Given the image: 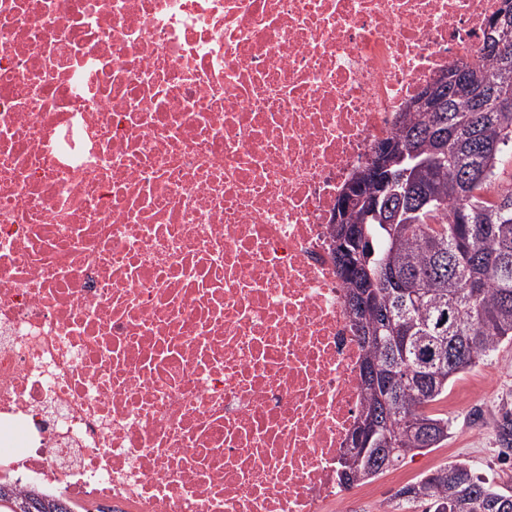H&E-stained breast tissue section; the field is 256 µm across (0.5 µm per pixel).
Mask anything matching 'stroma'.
<instances>
[{
	"mask_svg": "<svg viewBox=\"0 0 512 512\" xmlns=\"http://www.w3.org/2000/svg\"><path fill=\"white\" fill-rule=\"evenodd\" d=\"M452 422L441 447L423 451L398 466L405 481L454 461L478 464L485 480L512 489V449L498 437V427L512 414V342L500 345L491 361L471 369L448 388L437 404Z\"/></svg>",
	"mask_w": 512,
	"mask_h": 512,
	"instance_id": "obj_1",
	"label": "stroma"
}]
</instances>
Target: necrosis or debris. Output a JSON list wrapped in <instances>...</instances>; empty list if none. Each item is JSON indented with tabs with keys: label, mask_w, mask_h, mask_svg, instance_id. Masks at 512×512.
<instances>
[{
	"label": "necrosis or debris",
	"mask_w": 512,
	"mask_h": 512,
	"mask_svg": "<svg viewBox=\"0 0 512 512\" xmlns=\"http://www.w3.org/2000/svg\"><path fill=\"white\" fill-rule=\"evenodd\" d=\"M500 0H0V472L347 512L336 200Z\"/></svg>",
	"instance_id": "obj_1"
}]
</instances>
